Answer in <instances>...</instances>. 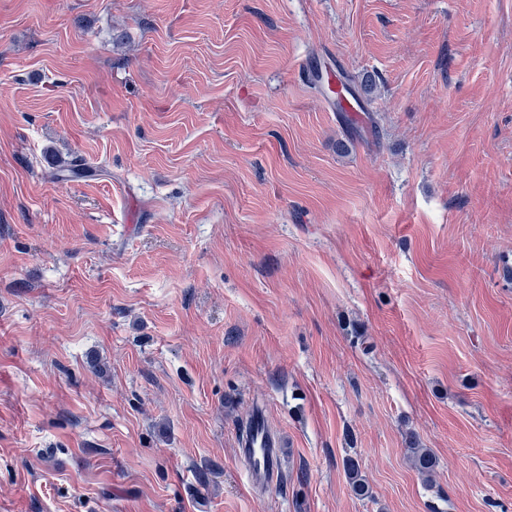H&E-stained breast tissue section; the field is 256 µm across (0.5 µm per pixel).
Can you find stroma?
<instances>
[{
    "label": "stroma",
    "instance_id": "35a3bbf8",
    "mask_svg": "<svg viewBox=\"0 0 512 512\" xmlns=\"http://www.w3.org/2000/svg\"><path fill=\"white\" fill-rule=\"evenodd\" d=\"M0 512H512V0H0ZM338 73L332 69H320L311 73L312 78L323 89L327 107L332 112H367V108L361 106L353 97L346 95L344 98L337 99L335 90L338 80ZM97 172L102 171H97L87 166L81 159L75 158L57 172L56 179L64 182L101 175ZM239 446L238 453L245 462L250 484L263 486L272 482L279 471L284 444L282 438L269 429L263 410H253L249 432Z\"/></svg>",
    "mask_w": 512,
    "mask_h": 512
}]
</instances>
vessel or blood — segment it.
<instances>
[{
	"mask_svg": "<svg viewBox=\"0 0 512 512\" xmlns=\"http://www.w3.org/2000/svg\"><path fill=\"white\" fill-rule=\"evenodd\" d=\"M312 77L325 94L327 107L334 112H357L360 104L352 98L337 97L335 94L338 74L335 70L324 69L313 72ZM283 440L268 427L263 410L252 413L250 429L240 442L238 453L245 462V469L251 485L263 486L272 482L279 470Z\"/></svg>",
	"mask_w": 512,
	"mask_h": 512,
	"instance_id": "obj_1",
	"label": "vessel or blood"
}]
</instances>
